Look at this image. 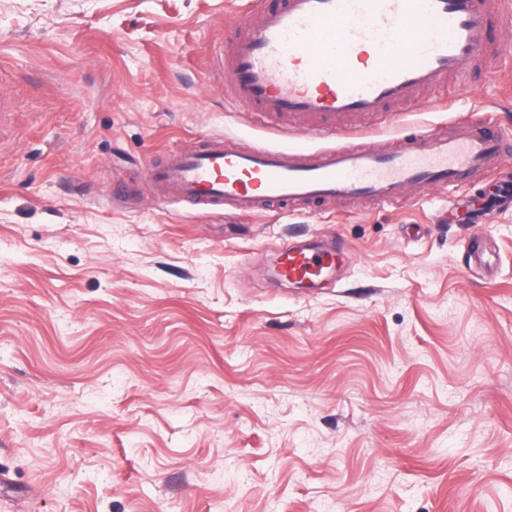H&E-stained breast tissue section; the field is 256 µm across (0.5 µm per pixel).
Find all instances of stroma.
<instances>
[{
	"mask_svg": "<svg viewBox=\"0 0 512 512\" xmlns=\"http://www.w3.org/2000/svg\"><path fill=\"white\" fill-rule=\"evenodd\" d=\"M248 2L0 0V512H512V209L445 222L429 191L323 222L150 189L214 135L317 147L224 102ZM477 86L357 140L512 112V75ZM297 225L350 246L336 287L270 286Z\"/></svg>",
	"mask_w": 512,
	"mask_h": 512,
	"instance_id": "1",
	"label": "stroma"
}]
</instances>
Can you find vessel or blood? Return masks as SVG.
<instances>
[{
  "label": "vessel or blood",
  "instance_id": "1",
  "mask_svg": "<svg viewBox=\"0 0 512 512\" xmlns=\"http://www.w3.org/2000/svg\"><path fill=\"white\" fill-rule=\"evenodd\" d=\"M512 50V0H263L235 25L220 54L224 98L246 120L282 135L330 139L364 121L421 104L448 81L474 85ZM149 183L186 208L227 206L251 216L339 199L392 205L415 190H445L469 223L512 206V124L471 121L455 132L402 131L395 146L315 150L243 148L217 135L154 161ZM495 174L479 198L462 190ZM350 259L338 244L283 243L273 279L300 288L333 283Z\"/></svg>",
  "mask_w": 512,
  "mask_h": 512
}]
</instances>
